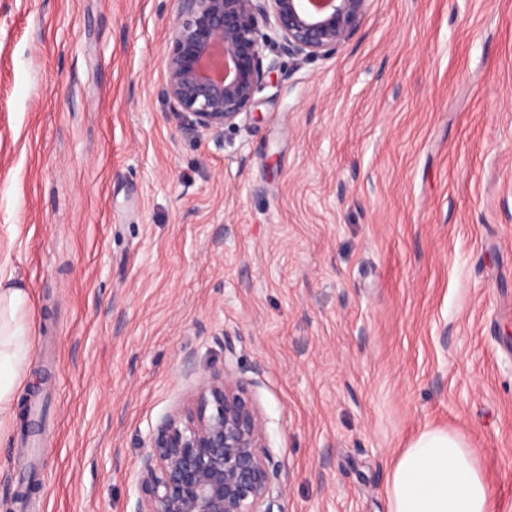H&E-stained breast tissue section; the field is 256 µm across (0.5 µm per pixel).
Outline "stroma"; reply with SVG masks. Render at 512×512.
<instances>
[{"label": "stroma", "instance_id": "obj_1", "mask_svg": "<svg viewBox=\"0 0 512 512\" xmlns=\"http://www.w3.org/2000/svg\"><path fill=\"white\" fill-rule=\"evenodd\" d=\"M178 0H0V273L29 290L0 512H136L142 443L224 366L280 512H387L401 448L459 434L512 512V0H371L222 141L166 94Z\"/></svg>", "mask_w": 512, "mask_h": 512}]
</instances>
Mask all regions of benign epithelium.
Wrapping results in <instances>:
<instances>
[{
	"mask_svg": "<svg viewBox=\"0 0 512 512\" xmlns=\"http://www.w3.org/2000/svg\"><path fill=\"white\" fill-rule=\"evenodd\" d=\"M370 0H179L168 35L166 91L190 133L217 136L250 111L275 71L263 64L272 25L282 50L302 62L331 57L358 30ZM224 370L149 434L138 474L137 512H273L279 470L247 383Z\"/></svg>",
	"mask_w": 512,
	"mask_h": 512,
	"instance_id": "1",
	"label": "benign epithelium"
}]
</instances>
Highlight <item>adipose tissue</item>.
Returning <instances> with one entry per match:
<instances>
[{"label": "adipose tissue", "mask_w": 512, "mask_h": 512, "mask_svg": "<svg viewBox=\"0 0 512 512\" xmlns=\"http://www.w3.org/2000/svg\"><path fill=\"white\" fill-rule=\"evenodd\" d=\"M29 292L0 277V425L12 416L30 358ZM387 512H495L478 460L462 439L445 430L421 432L390 470Z\"/></svg>", "instance_id": "adipose-tissue-1"}]
</instances>
